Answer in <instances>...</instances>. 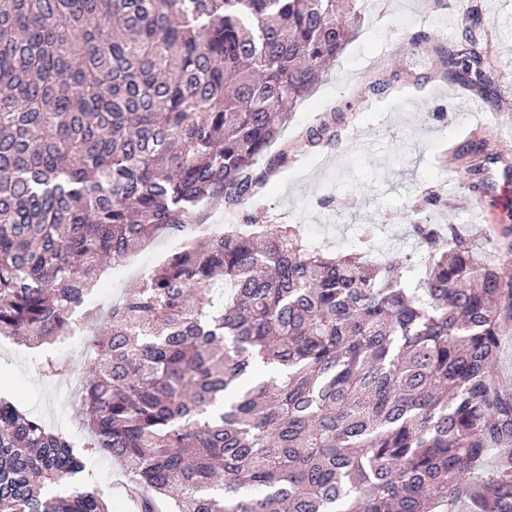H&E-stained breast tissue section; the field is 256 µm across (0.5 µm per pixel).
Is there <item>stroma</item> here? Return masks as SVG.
<instances>
[{
    "mask_svg": "<svg viewBox=\"0 0 512 512\" xmlns=\"http://www.w3.org/2000/svg\"><path fill=\"white\" fill-rule=\"evenodd\" d=\"M477 3L475 35L487 45L490 60L491 85L485 91L450 78L433 54L434 48L448 52L459 45L465 25L454 0H361L356 37L282 129V141L296 148L287 168L242 209L227 211L219 201L205 206V223L297 224L331 252L364 238L369 249L409 257L418 248L405 217L417 212L431 223L469 231L478 258L512 275V260L500 259L488 247L485 223L490 217L499 228L512 224L505 209L512 202V176L506 174L512 167V111L503 102L512 94V0ZM424 33L432 42L413 56L411 43ZM378 79L386 88L375 95L369 85ZM330 115L336 118L332 142L300 149L307 132ZM481 140L492 155L483 174L487 209L482 214L471 207L464 160ZM179 248L175 239L156 238L115 263L111 289L97 293L99 307H109L135 282L129 265L154 267ZM92 339L84 324L39 349L0 336V396L82 434L72 382L43 378L37 360L51 355L84 376ZM87 467L94 474L92 489L102 493L110 512H130L124 468L101 455L89 458Z\"/></svg>",
    "mask_w": 512,
    "mask_h": 512,
    "instance_id": "obj_1",
    "label": "stroma"
}]
</instances>
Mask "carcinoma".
<instances>
[{"instance_id": "carcinoma-1", "label": "carcinoma", "mask_w": 512, "mask_h": 512, "mask_svg": "<svg viewBox=\"0 0 512 512\" xmlns=\"http://www.w3.org/2000/svg\"><path fill=\"white\" fill-rule=\"evenodd\" d=\"M357 0H0V335H67L139 243L183 249L98 328L76 393L90 442L0 396V512H109L81 485L118 459L136 512H512V276L473 240L408 228L427 260L326 254L292 224L196 240L352 37ZM472 30L448 55L489 82ZM492 247L512 255V225ZM42 375L68 366L51 356ZM492 472L473 479L491 450ZM496 377L500 385L512 390V336H505L502 340Z\"/></svg>"}]
</instances>
